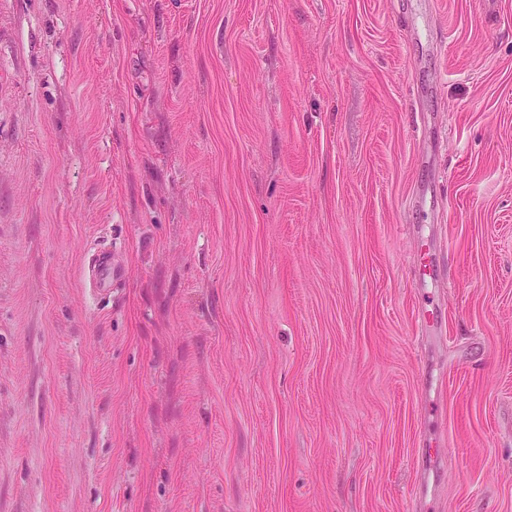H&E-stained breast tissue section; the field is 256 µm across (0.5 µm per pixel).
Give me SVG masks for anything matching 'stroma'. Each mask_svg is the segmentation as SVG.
<instances>
[{"mask_svg": "<svg viewBox=\"0 0 512 512\" xmlns=\"http://www.w3.org/2000/svg\"><path fill=\"white\" fill-rule=\"evenodd\" d=\"M0 512H512V0H0ZM413 270L414 279L421 287L426 286L437 275L438 262L435 249L428 240H421L415 254ZM88 273L92 277L90 288L100 295L112 293V257L106 249L98 250L92 262L88 264Z\"/></svg>", "mask_w": 512, "mask_h": 512, "instance_id": "35a3bbf8", "label": "stroma"}]
</instances>
